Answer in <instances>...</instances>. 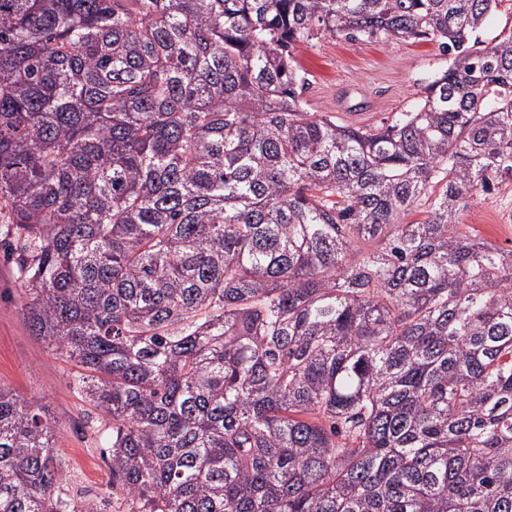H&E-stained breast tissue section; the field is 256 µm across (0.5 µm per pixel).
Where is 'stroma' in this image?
Segmentation results:
<instances>
[{"label": "stroma", "mask_w": 512, "mask_h": 512, "mask_svg": "<svg viewBox=\"0 0 512 512\" xmlns=\"http://www.w3.org/2000/svg\"><path fill=\"white\" fill-rule=\"evenodd\" d=\"M296 60L308 82L307 111L327 113L343 125L373 127L413 111L425 87L447 69L449 56L437 43L419 39L322 37L300 46ZM460 221L466 231L512 250V183L476 195ZM23 304L14 265L0 254V386L32 403L54 425L61 494L112 512L106 436L89 423L87 405L73 388L77 368L32 335Z\"/></svg>", "instance_id": "1"}]
</instances>
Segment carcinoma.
Returning a JSON list of instances; mask_svg holds the SVG:
<instances>
[{"label": "carcinoma", "instance_id": "obj_1", "mask_svg": "<svg viewBox=\"0 0 512 512\" xmlns=\"http://www.w3.org/2000/svg\"><path fill=\"white\" fill-rule=\"evenodd\" d=\"M497 2L0 0V218L125 512H512V250L459 224L512 179ZM316 32L457 55L363 130L304 111ZM52 435L0 387V512H97ZM512 30V0H502L498 7L491 12L485 23L476 32L479 44H475L471 51L484 48L494 43L495 39Z\"/></svg>", "mask_w": 512, "mask_h": 512}]
</instances>
